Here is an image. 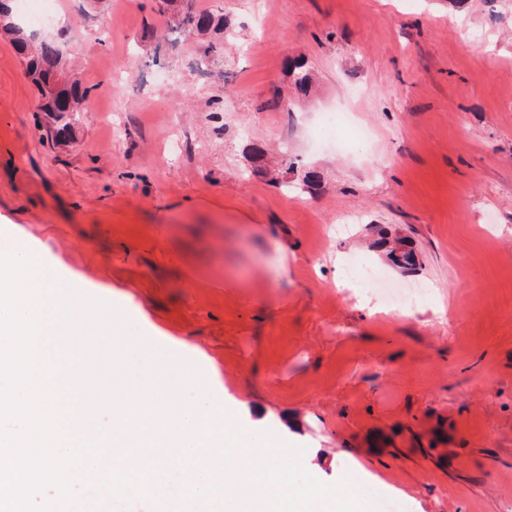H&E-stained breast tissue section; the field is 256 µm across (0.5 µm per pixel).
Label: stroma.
<instances>
[{"label":"stroma","instance_id":"stroma-1","mask_svg":"<svg viewBox=\"0 0 512 512\" xmlns=\"http://www.w3.org/2000/svg\"><path fill=\"white\" fill-rule=\"evenodd\" d=\"M191 5L224 18L205 73L182 0H39L54 18L28 31L89 92L66 147L0 39V250L120 307L319 481L357 473L408 512H512V0ZM296 60L316 74L302 100ZM275 87L286 107L264 108ZM334 111L363 150L312 147ZM343 214L360 221L333 235ZM352 257L434 294L399 312L372 285L345 294Z\"/></svg>","mask_w":512,"mask_h":512}]
</instances>
